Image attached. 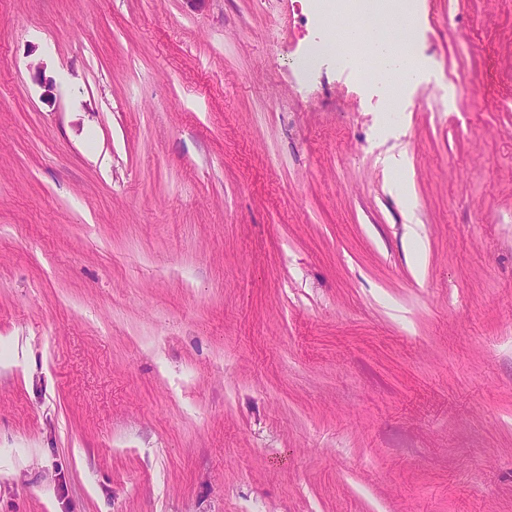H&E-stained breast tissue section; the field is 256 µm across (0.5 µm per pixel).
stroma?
<instances>
[{"instance_id": "35a3bbf8", "label": "stroma", "mask_w": 512, "mask_h": 512, "mask_svg": "<svg viewBox=\"0 0 512 512\" xmlns=\"http://www.w3.org/2000/svg\"><path fill=\"white\" fill-rule=\"evenodd\" d=\"M411 18L0 0V512H512V0ZM326 26L339 31L351 21L359 25L377 28L389 35H398L404 31V19L399 16L378 17L362 15L353 11L339 10L324 15ZM343 38L359 50V58L364 67H373V74L386 80L391 73L398 74L403 82L413 81L418 73V64L411 45L413 35L405 30L401 40H385L376 32L365 27L353 26L344 32Z\"/></svg>"}]
</instances>
